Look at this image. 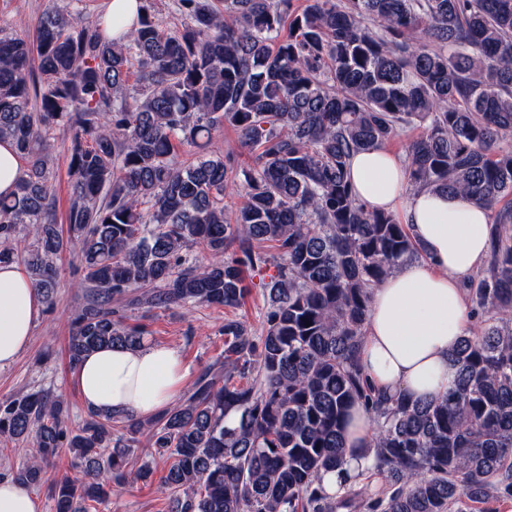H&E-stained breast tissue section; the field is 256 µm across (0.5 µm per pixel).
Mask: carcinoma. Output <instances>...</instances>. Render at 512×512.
<instances>
[{
	"label": "carcinoma",
	"mask_w": 512,
	"mask_h": 512,
	"mask_svg": "<svg viewBox=\"0 0 512 512\" xmlns=\"http://www.w3.org/2000/svg\"><path fill=\"white\" fill-rule=\"evenodd\" d=\"M182 29L146 3L126 39L64 8L34 39L0 29V140L25 161L0 196V264L20 262L53 304L57 261L79 262L92 301L75 311L74 370L103 346L138 348L145 328L112 302L239 308L246 273L272 271L260 334L224 322V360L149 421L88 410L66 425L42 391L0 405V435L33 438L30 487L62 447L76 474L51 488L55 512H88L130 468L135 435L171 459L168 512H468L512 499V0H177ZM232 126L247 163L207 151ZM410 186L494 211L487 265L470 284L484 318L455 355L456 384L430 401L374 397L357 361L371 293L422 255L394 213L358 203L351 156L408 126ZM70 136L67 235L55 225L48 141ZM195 148L179 159V148ZM242 201L227 211L229 187ZM238 255L226 256L231 245ZM198 245L210 261L186 250ZM371 406L370 473L382 491L328 494L345 463L342 430Z\"/></svg>",
	"instance_id": "1"
}]
</instances>
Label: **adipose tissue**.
Wrapping results in <instances>:
<instances>
[{
  "label": "adipose tissue",
  "mask_w": 512,
  "mask_h": 512,
  "mask_svg": "<svg viewBox=\"0 0 512 512\" xmlns=\"http://www.w3.org/2000/svg\"><path fill=\"white\" fill-rule=\"evenodd\" d=\"M349 178L367 209L401 211L424 250L423 259L404 260L374 288L357 360L380 396H440L457 379L452 354L460 337L474 331L466 286L489 258V211L442 190L410 189L406 162L382 146L355 153ZM43 305L21 265L0 266V368L28 346ZM187 376L173 347L109 346L84 358L74 384L87 407L143 420L171 405ZM345 437L343 468L321 475L332 495L343 481H361L372 462L365 450L373 443L374 424L364 405L352 409Z\"/></svg>",
  "instance_id": "ef3b65f1"
}]
</instances>
